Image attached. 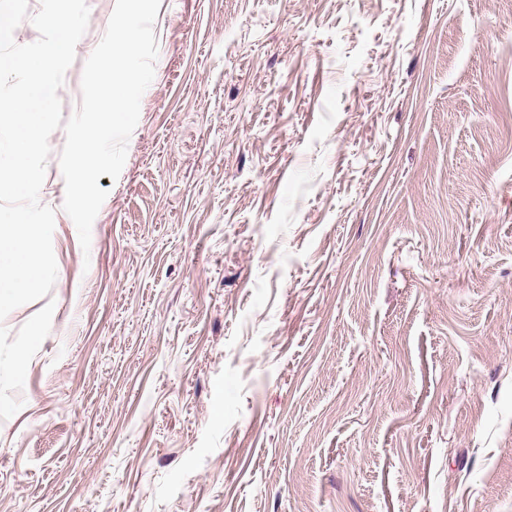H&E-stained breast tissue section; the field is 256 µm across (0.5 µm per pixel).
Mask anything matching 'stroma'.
I'll return each instance as SVG.
<instances>
[{"mask_svg":"<svg viewBox=\"0 0 512 512\" xmlns=\"http://www.w3.org/2000/svg\"><path fill=\"white\" fill-rule=\"evenodd\" d=\"M154 33L89 250L49 138L0 512H512V0H162Z\"/></svg>","mask_w":512,"mask_h":512,"instance_id":"stroma-1","label":"stroma"}]
</instances>
